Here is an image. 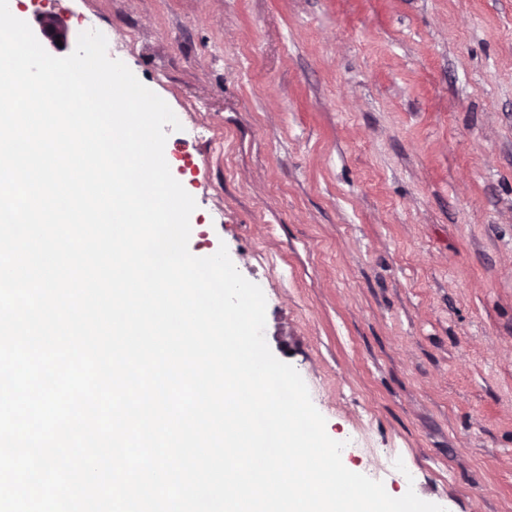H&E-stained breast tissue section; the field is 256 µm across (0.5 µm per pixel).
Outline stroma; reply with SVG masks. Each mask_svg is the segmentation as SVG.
Instances as JSON below:
<instances>
[{
  "label": "stroma",
  "mask_w": 512,
  "mask_h": 512,
  "mask_svg": "<svg viewBox=\"0 0 512 512\" xmlns=\"http://www.w3.org/2000/svg\"><path fill=\"white\" fill-rule=\"evenodd\" d=\"M16 6L108 29L179 113L189 250L261 286L345 467L512 512V0Z\"/></svg>",
  "instance_id": "obj_1"
}]
</instances>
